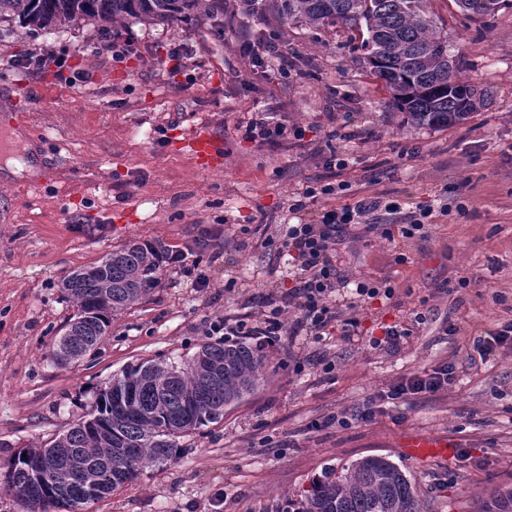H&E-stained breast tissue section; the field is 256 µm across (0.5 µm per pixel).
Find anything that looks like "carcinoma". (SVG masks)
I'll use <instances>...</instances> for the list:
<instances>
[{
	"label": "carcinoma",
	"instance_id": "carcinoma-1",
	"mask_svg": "<svg viewBox=\"0 0 512 512\" xmlns=\"http://www.w3.org/2000/svg\"><path fill=\"white\" fill-rule=\"evenodd\" d=\"M465 13L494 16L512 0H455ZM429 0H277V13L309 26L342 23L359 33L370 73L389 92V105L406 114L412 126L449 127L475 108L473 85L448 73V40L428 15ZM242 16L261 14L267 0H237ZM10 16L29 29L45 30L91 21L105 31L130 18L171 21L206 16L224 24V0H0V17ZM165 258L158 243L130 242L107 254L100 264L79 269L62 290L77 307L53 352L67 349L78 361L108 332L112 315L146 295L158 282ZM197 355L224 364V377L209 380L193 361L181 367L143 362L113 377L134 390L137 411L112 407L110 388L100 391L88 418L57 436L51 447L65 464L93 472H111L112 491L126 484V473L162 465L177 457L179 439L224 417L266 382L268 365L262 345L247 341L203 345ZM21 449L8 461L4 486L11 490L30 481L28 457ZM51 512H70L75 490L64 488L59 474L44 478ZM302 512H417L415 491L403 471L381 456L352 463L343 475L326 470L313 483Z\"/></svg>",
	"mask_w": 512,
	"mask_h": 512
}]
</instances>
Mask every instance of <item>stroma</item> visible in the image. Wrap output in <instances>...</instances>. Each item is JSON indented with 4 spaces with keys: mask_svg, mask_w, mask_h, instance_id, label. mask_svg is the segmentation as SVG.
<instances>
[{
    "mask_svg": "<svg viewBox=\"0 0 512 512\" xmlns=\"http://www.w3.org/2000/svg\"><path fill=\"white\" fill-rule=\"evenodd\" d=\"M233 3L224 0L220 34L201 18L128 19L112 31L129 44L119 62L94 23L27 34L0 18V131L28 110L20 136L51 178L32 194L0 169V472L13 451L45 447L86 415L127 366L181 364L222 341L212 324L262 320L293 285V266L270 240L293 222L295 201L315 214L377 198L399 213L351 226L336 265L350 280L387 282L392 298L336 302L323 335L267 346L263 387L183 438L178 459L84 512H298L325 468L366 456L406 473L418 512H484L512 488V346L484 360L476 351L512 324V9L482 19L430 0L459 76L480 95L462 123L433 128L406 125L388 107L347 26L309 27L272 8L244 18ZM246 42L277 51L255 63L240 51ZM38 48L90 81L27 72L20 62ZM21 85L31 102H14ZM258 111L286 118L287 144L245 139ZM200 123L224 141L222 168L199 166L183 147ZM326 184L336 194L306 197ZM424 209L423 232L405 237L401 215ZM131 241L184 251L187 266L163 265L156 288L112 317L95 351L58 364L54 338L76 312L62 280ZM198 273L208 287L196 286ZM349 319L353 338L342 331ZM388 326L405 332L398 348L373 346ZM444 363L455 379L442 391L337 424ZM414 436L453 453L412 458L402 445Z\"/></svg>",
    "mask_w": 512,
    "mask_h": 512,
    "instance_id": "35a3bbf8",
    "label": "stroma"
}]
</instances>
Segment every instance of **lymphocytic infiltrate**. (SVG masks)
Here are the masks:
<instances>
[{
    "label": "lymphocytic infiltrate",
    "instance_id": "lymphocytic-infiltrate-1",
    "mask_svg": "<svg viewBox=\"0 0 512 512\" xmlns=\"http://www.w3.org/2000/svg\"><path fill=\"white\" fill-rule=\"evenodd\" d=\"M303 203L293 204L291 210L298 214L294 224H284L279 228L276 240L279 252L287 253L297 263L295 284L280 298L278 306L272 308L262 322L251 324L240 320L225 327L228 336H262L267 342H274L283 336L284 326L280 320L286 307L294 305L301 311L296 323L298 329L319 335L336 318V312L329 300L336 293V231L348 224H360L367 216L383 209L396 213L393 205L382 204L381 200H362L354 205L330 209L311 218H303ZM453 367L444 365L433 373L416 374L405 384L379 394L377 399L368 401L354 417L358 420H371L379 411L381 403L398 400L407 394L434 393L447 386Z\"/></svg>",
    "mask_w": 512,
    "mask_h": 512
}]
</instances>
